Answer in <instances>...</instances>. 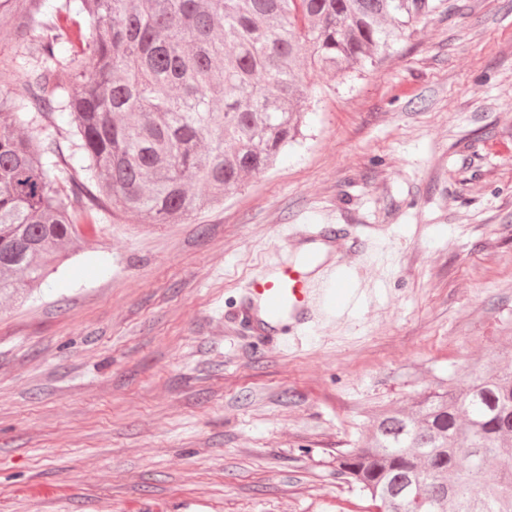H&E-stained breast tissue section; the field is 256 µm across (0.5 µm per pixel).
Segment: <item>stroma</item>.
Masks as SVG:
<instances>
[{
    "label": "stroma",
    "instance_id": "1",
    "mask_svg": "<svg viewBox=\"0 0 512 512\" xmlns=\"http://www.w3.org/2000/svg\"><path fill=\"white\" fill-rule=\"evenodd\" d=\"M308 79L304 140L222 203L101 215L0 298V512H369L337 451L512 364V0H446L378 66ZM321 224L356 302L255 342L234 312Z\"/></svg>",
    "mask_w": 512,
    "mask_h": 512
}]
</instances>
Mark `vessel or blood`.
<instances>
[{
  "mask_svg": "<svg viewBox=\"0 0 512 512\" xmlns=\"http://www.w3.org/2000/svg\"><path fill=\"white\" fill-rule=\"evenodd\" d=\"M313 265L314 257L308 254L301 263H282L269 276L252 283L237 316L255 338L270 342L289 323L307 324L313 303H320L329 313L350 305L353 293L342 275L323 289L320 300H313L309 279Z\"/></svg>",
  "mask_w": 512,
  "mask_h": 512,
  "instance_id": "obj_1",
  "label": "vessel or blood"
}]
</instances>
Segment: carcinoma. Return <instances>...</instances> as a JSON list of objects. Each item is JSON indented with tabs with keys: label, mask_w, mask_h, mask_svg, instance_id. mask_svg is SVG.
Returning a JSON list of instances; mask_svg holds the SVG:
<instances>
[{
	"label": "carcinoma",
	"mask_w": 512,
	"mask_h": 512,
	"mask_svg": "<svg viewBox=\"0 0 512 512\" xmlns=\"http://www.w3.org/2000/svg\"><path fill=\"white\" fill-rule=\"evenodd\" d=\"M431 0H0V296L37 287L98 214L175 224L296 141L308 71L373 65ZM58 115L70 153L43 136ZM66 173L64 180L58 174ZM384 409L336 476L378 512H512V367Z\"/></svg>",
	"instance_id": "obj_1"
}]
</instances>
